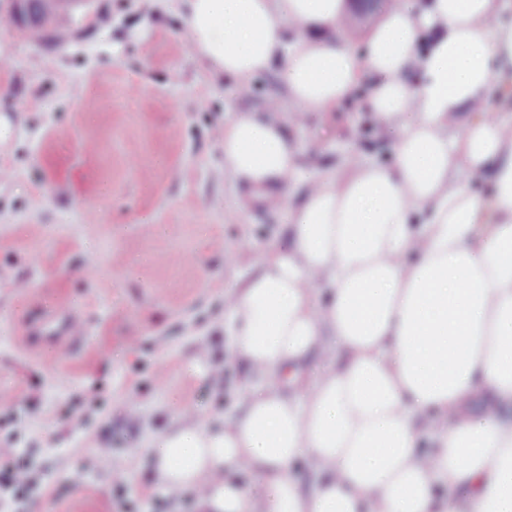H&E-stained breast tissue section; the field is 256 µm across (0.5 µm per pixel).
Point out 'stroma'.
<instances>
[{
    "instance_id": "obj_1",
    "label": "stroma",
    "mask_w": 512,
    "mask_h": 512,
    "mask_svg": "<svg viewBox=\"0 0 512 512\" xmlns=\"http://www.w3.org/2000/svg\"><path fill=\"white\" fill-rule=\"evenodd\" d=\"M10 8L0 0V401L27 426L18 446L40 489L20 512H155L157 435L223 418L246 378L224 289L288 244L287 210L225 173L219 138L228 111L258 109L274 84L258 77L244 96L211 77L180 0H68L53 19L71 35L62 48L9 23ZM367 95L290 128L303 144L335 127L317 174L347 153L387 159ZM70 316L84 323L73 348L27 334ZM201 353L223 385L194 367ZM73 406L86 426L68 423Z\"/></svg>"
}]
</instances>
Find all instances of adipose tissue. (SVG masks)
Segmentation results:
<instances>
[{
    "label": "adipose tissue",
    "mask_w": 512,
    "mask_h": 512,
    "mask_svg": "<svg viewBox=\"0 0 512 512\" xmlns=\"http://www.w3.org/2000/svg\"><path fill=\"white\" fill-rule=\"evenodd\" d=\"M181 19L212 76L280 87L221 138L225 172L289 208L290 245L224 293L236 412L162 432L157 482L202 512H512V0H385L357 39L347 0H183ZM365 83L392 164L314 176L301 155L330 129L301 148L287 124Z\"/></svg>",
    "instance_id": "1"
}]
</instances>
